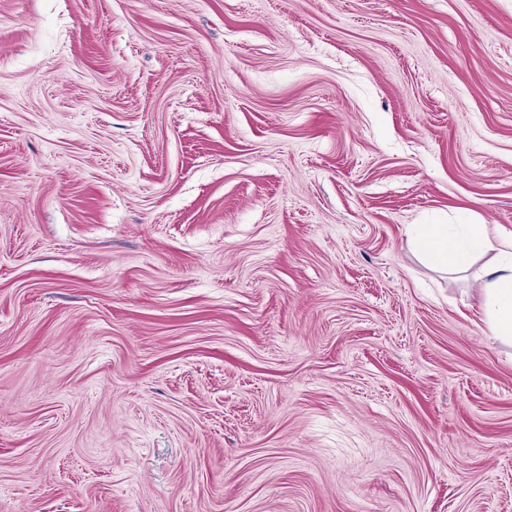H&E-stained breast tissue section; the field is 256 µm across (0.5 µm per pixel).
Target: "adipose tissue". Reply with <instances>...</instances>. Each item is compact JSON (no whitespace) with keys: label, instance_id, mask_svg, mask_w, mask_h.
I'll return each instance as SVG.
<instances>
[{"label":"adipose tissue","instance_id":"ef3b65f1","mask_svg":"<svg viewBox=\"0 0 512 512\" xmlns=\"http://www.w3.org/2000/svg\"><path fill=\"white\" fill-rule=\"evenodd\" d=\"M411 244L430 266L453 276L467 274L480 256L495 251L494 260L477 277L480 308L490 335L512 342L511 237L492 241L482 224H463L456 230L429 224Z\"/></svg>","mask_w":512,"mask_h":512}]
</instances>
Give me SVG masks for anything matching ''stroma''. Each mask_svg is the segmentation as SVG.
I'll return each mask as SVG.
<instances>
[{
  "instance_id": "obj_1",
  "label": "stroma",
  "mask_w": 512,
  "mask_h": 512,
  "mask_svg": "<svg viewBox=\"0 0 512 512\" xmlns=\"http://www.w3.org/2000/svg\"><path fill=\"white\" fill-rule=\"evenodd\" d=\"M412 224L512 233V0H0V512H512Z\"/></svg>"
}]
</instances>
